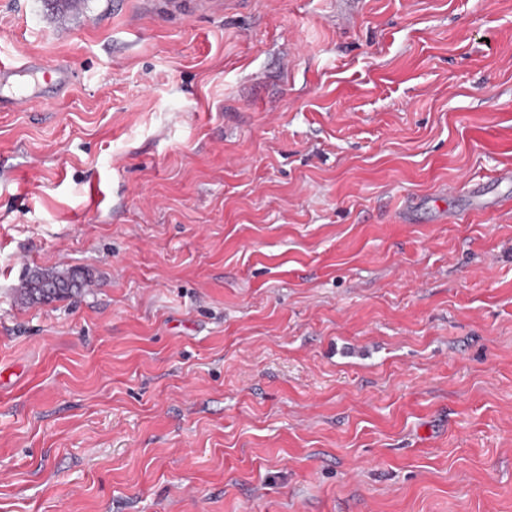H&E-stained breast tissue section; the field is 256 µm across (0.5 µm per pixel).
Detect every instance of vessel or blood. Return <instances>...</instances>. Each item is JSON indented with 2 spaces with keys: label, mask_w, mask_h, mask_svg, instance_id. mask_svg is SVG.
<instances>
[{
  "label": "vessel or blood",
  "mask_w": 512,
  "mask_h": 512,
  "mask_svg": "<svg viewBox=\"0 0 512 512\" xmlns=\"http://www.w3.org/2000/svg\"><path fill=\"white\" fill-rule=\"evenodd\" d=\"M75 78L70 67L50 66L36 57H29L16 64L0 62V110L5 106H18L46 99L44 82H51L55 90L72 84Z\"/></svg>",
  "instance_id": "obj_1"
}]
</instances>
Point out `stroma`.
<instances>
[{
  "instance_id": "1",
  "label": "stroma",
  "mask_w": 512,
  "mask_h": 512,
  "mask_svg": "<svg viewBox=\"0 0 512 512\" xmlns=\"http://www.w3.org/2000/svg\"><path fill=\"white\" fill-rule=\"evenodd\" d=\"M341 14L0 0V512H512V0ZM41 76L59 91L72 84L74 71L64 65L50 67L43 60L29 57L17 64L0 62V111L7 105L18 106L30 102H46V91ZM6 90L7 95L4 94ZM476 196L479 198L486 197L489 191L485 187L477 186L475 189ZM479 209L481 210H496L500 212H512V197L506 194L490 196L482 198L479 202ZM89 282V275L78 270L36 272L20 289L26 303L49 304L79 293Z\"/></svg>"
}]
</instances>
